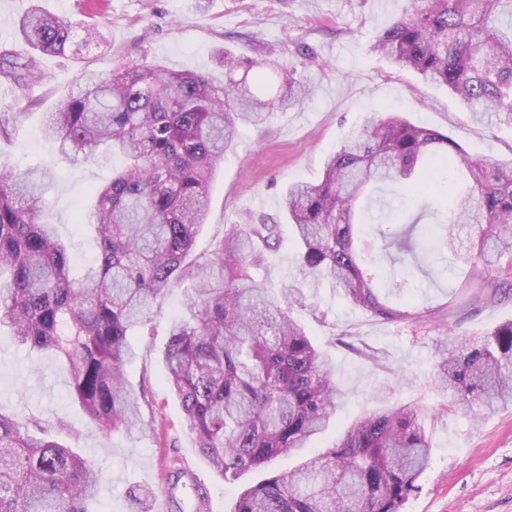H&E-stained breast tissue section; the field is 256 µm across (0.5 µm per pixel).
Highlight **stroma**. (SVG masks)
I'll return each mask as SVG.
<instances>
[{
	"mask_svg": "<svg viewBox=\"0 0 512 512\" xmlns=\"http://www.w3.org/2000/svg\"><path fill=\"white\" fill-rule=\"evenodd\" d=\"M31 0H0V50L27 54L17 23ZM409 0H45L48 10L76 21H99L107 47L77 42L65 57L37 58L44 80L21 90L0 78V110L21 113L0 158L20 168L54 173L42 199V218L53 224L77 265L92 254L90 231L77 219L92 187L107 183L120 157L65 162L45 138L48 112L77 92L81 71L109 73L133 60L173 70L203 68L224 79L222 57L234 52L277 59L304 82L308 96L259 127L239 125L234 147L216 168L205 225L195 253L203 255L232 225L279 218L289 184L319 182L327 157L346 134L373 115L396 113L459 142L471 156L512 158V126L494 113L475 120L446 88L422 83L407 68L375 52L376 33L400 16ZM297 244L283 230L268 252L258 281L279 285L294 275ZM382 279L407 275L409 294L392 296L418 318L377 321L338 295L328 280L304 284L306 306L293 315L331 358L334 379L346 398L313 452L331 447L344 428L371 409L373 393L393 386V399L427 412L430 465L403 512H512V405L481 420L444 409L432 384L440 343L478 335L512 320V297L487 303L448 255L399 263L379 253ZM185 284L172 286L149 315L147 335L133 336L126 367L133 394L153 399V426L133 436H103L70 399L68 377L48 351L19 345L0 328V413L33 416L56 438L88 457L101 475L94 512H131L128 492L147 488L154 512H230L236 497L263 479L250 472L225 482L197 454L179 403L165 382L163 350L171 321L183 312ZM437 308V318L423 310Z\"/></svg>",
	"mask_w": 512,
	"mask_h": 512,
	"instance_id": "stroma-1",
	"label": "stroma"
}]
</instances>
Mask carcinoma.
I'll list each match as a JSON object with an SVG mask.
<instances>
[{
  "mask_svg": "<svg viewBox=\"0 0 512 512\" xmlns=\"http://www.w3.org/2000/svg\"><path fill=\"white\" fill-rule=\"evenodd\" d=\"M18 34L39 54L65 56L74 22L34 0ZM374 51L426 82L442 84L478 116L512 125V0H415L375 37ZM0 73L18 86L43 79L33 55L0 53ZM81 90L59 100L45 135L63 159L111 149L125 158L92 189L80 217L92 227L95 264L71 273V257L39 211L49 172L0 162V325L32 350L49 351L71 395L106 436L143 430L147 397H133L125 366L131 338L173 284L190 280L185 312L163 351L166 384L195 448L231 482L281 455L303 454L336 414L343 392L330 359L292 315L305 305L294 283L260 284L251 270L280 240L278 224H236L194 256L217 163L238 124L259 126L299 103L307 88L282 64L224 53V82L205 72L129 61L103 75L84 70ZM466 173L448 187L434 224L415 220L382 234L398 256L435 243L467 268L485 301L512 295V160L469 155L448 136L400 116L352 130L317 184H293L284 215L297 241L302 280L323 275L351 305L389 322L423 318L389 305L376 281L377 254L354 221L359 199L391 184L422 197L433 166ZM507 272L500 278L490 270ZM432 381L449 405L481 415L512 403V321L443 343ZM375 391V407L339 440L288 472L244 490L231 512H401L430 463L421 409ZM99 484L91 461L48 436L33 417L0 414V512H88Z\"/></svg>",
  "mask_w": 512,
  "mask_h": 512,
  "instance_id": "cac0c4a2",
  "label": "carcinoma"
}]
</instances>
